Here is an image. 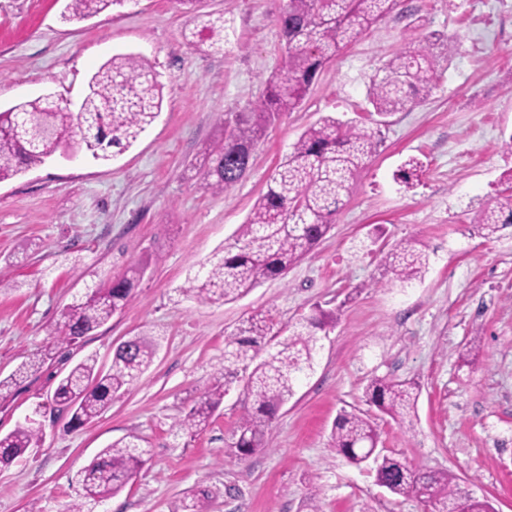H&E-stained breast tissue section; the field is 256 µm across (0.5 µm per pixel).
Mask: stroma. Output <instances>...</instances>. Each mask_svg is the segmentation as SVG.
<instances>
[{"label": "stroma", "mask_w": 512, "mask_h": 512, "mask_svg": "<svg viewBox=\"0 0 512 512\" xmlns=\"http://www.w3.org/2000/svg\"><path fill=\"white\" fill-rule=\"evenodd\" d=\"M66 0H0V109L50 94L77 102L93 72L116 54H138L163 86L155 124L106 164L80 154L0 182V379L29 357L42 368L16 377L0 403V435L28 417L43 424L41 447L0 470V512H66L80 501L79 473L113 441L140 436L146 464L95 512H171L205 491L210 512H430L388 493L366 466L337 454L330 430L341 410L376 417L386 454L425 470H448L462 491L512 512V227L480 237L475 220L512 171V0H401L397 9L318 74L303 104L269 125L248 175L228 193L200 185L205 149L227 115L254 107L284 46L283 0H127L83 22L61 19ZM224 14L223 49L184 35L200 14ZM447 39L450 62L424 100L379 125L367 94L373 76L408 38ZM331 115L375 127L379 146L361 169L329 233L284 278L233 302L183 292L267 189L299 135ZM418 159L413 187L396 178ZM386 233L366 248L373 225ZM410 242L431 258L424 278L389 283L380 252ZM150 265L134 297L78 342L51 343L47 330L86 287L131 264ZM339 308L314 370L279 410L265 448H234L248 408L234 381L208 428L179 420L224 367L225 344L251 315L274 331ZM134 336L155 339L151 367L93 423L74 429L53 415L59 380L86 356L109 368ZM480 337L473 365L460 353ZM375 376L421 384L413 427L378 415L364 395Z\"/></svg>", "instance_id": "35a3bbf8"}]
</instances>
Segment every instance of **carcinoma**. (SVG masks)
I'll return each instance as SVG.
<instances>
[{"label": "carcinoma", "mask_w": 512, "mask_h": 512, "mask_svg": "<svg viewBox=\"0 0 512 512\" xmlns=\"http://www.w3.org/2000/svg\"><path fill=\"white\" fill-rule=\"evenodd\" d=\"M126 0H67L61 19L83 21ZM399 0H287L278 15L285 42L281 64L267 79L259 108L224 122V136L207 152L201 177L207 189L226 193L246 177L257 141L284 112L298 108L317 74L341 51L392 13ZM198 31L210 46L224 43L231 26L223 17L201 19ZM449 62L440 38L404 44L373 79L369 100L374 112L385 118L428 96L436 88L444 64ZM163 103L162 85L144 58L116 55L91 76L83 109L41 96L0 111V182L44 165L70 148L95 160L109 161L113 149L129 148L158 118ZM373 128L343 122L332 116L308 127L278 165L272 182L254 203L247 220L236 231L233 247L217 260L202 265L188 280L183 293L200 301H235L261 282L282 278L330 230L336 214L349 196L355 174L377 152ZM512 224V173L508 187L490 198L476 221L485 238H499ZM392 281L409 284L421 279L430 256L411 243L383 254ZM146 265L133 264L107 285L88 288L66 305L48 335L58 344L73 343L109 321L132 297ZM338 310L319 307L288 325V336L276 350L258 359L261 344L271 331L268 318L259 313L229 340L222 374L224 383L207 390L201 401L179 422L192 431L204 429L233 383L230 367L250 369L244 393L252 403L241 419L234 448L243 456L264 447L268 428L278 410L295 394L301 379L313 368L320 333L336 323ZM155 345L133 338L130 349L115 351L104 372L96 358L78 362L59 381L53 403L70 409V425L78 429L99 418L120 397L126 386L153 363ZM420 395L414 381L374 377L368 383L367 402L393 421H412ZM377 423L362 413L344 411L336 418L331 439L336 451L360 465L372 462L380 486L394 495L419 497L436 512L455 504L460 512H495L487 500L461 493L456 475L448 471L414 469L378 448ZM43 430L32 419L0 435V470L9 468L31 448L40 446ZM149 449L129 435L103 449L83 471L84 496L67 512H93L96 504L118 493L147 461ZM206 492L184 497L172 512H208Z\"/></svg>", "instance_id": "obj_1"}]
</instances>
